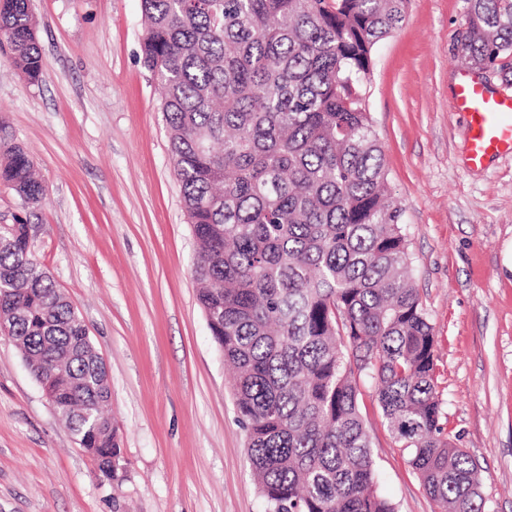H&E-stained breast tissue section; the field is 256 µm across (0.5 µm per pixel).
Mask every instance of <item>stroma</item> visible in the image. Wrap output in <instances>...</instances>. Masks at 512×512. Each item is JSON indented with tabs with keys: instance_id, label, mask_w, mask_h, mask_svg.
Masks as SVG:
<instances>
[{
	"instance_id": "1",
	"label": "stroma",
	"mask_w": 512,
	"mask_h": 512,
	"mask_svg": "<svg viewBox=\"0 0 512 512\" xmlns=\"http://www.w3.org/2000/svg\"><path fill=\"white\" fill-rule=\"evenodd\" d=\"M44 79L0 53V123L46 187L0 225L83 318L108 372L124 453L118 481L57 416L0 332V512H264L231 378L196 299V243L141 0H32ZM466 0H410L377 45L367 107L400 204L414 284L435 329L438 387L457 447L479 464L486 512H512V154L469 170L451 109ZM378 489L395 512H440L363 385Z\"/></svg>"
}]
</instances>
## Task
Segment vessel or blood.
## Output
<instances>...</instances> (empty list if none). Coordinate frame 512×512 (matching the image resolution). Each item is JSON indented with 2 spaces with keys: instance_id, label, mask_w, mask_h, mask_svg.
Returning <instances> with one entry per match:
<instances>
[{
  "instance_id": "1",
  "label": "vessel or blood",
  "mask_w": 512,
  "mask_h": 512,
  "mask_svg": "<svg viewBox=\"0 0 512 512\" xmlns=\"http://www.w3.org/2000/svg\"><path fill=\"white\" fill-rule=\"evenodd\" d=\"M453 105L468 121L463 148L466 167L478 169L493 156L512 154V93L495 92L464 72L458 78Z\"/></svg>"
}]
</instances>
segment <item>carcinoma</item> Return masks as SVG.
<instances>
[{"mask_svg": "<svg viewBox=\"0 0 512 512\" xmlns=\"http://www.w3.org/2000/svg\"><path fill=\"white\" fill-rule=\"evenodd\" d=\"M407 0H142L144 67L197 241L198 302L234 373L266 512H395L375 480L359 379L441 512H483L455 446L436 339L413 284L402 210L367 108L376 45ZM460 62L512 83V0H466ZM30 0H0V48L42 80ZM0 184L44 187L0 139ZM0 320L102 481L123 460L106 371L82 317L32 258L28 225L0 235Z\"/></svg>", "mask_w": 512, "mask_h": 512, "instance_id": "obj_1", "label": "carcinoma"}]
</instances>
